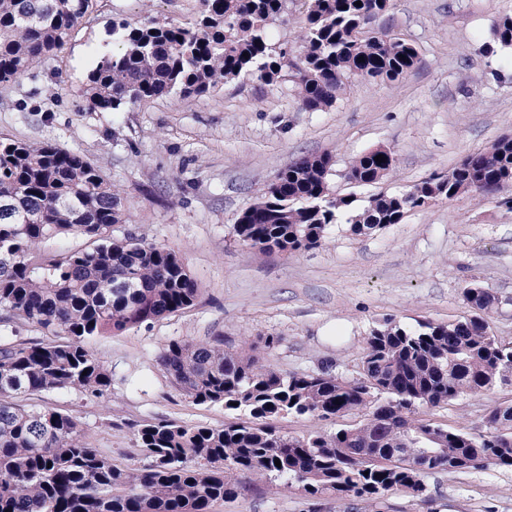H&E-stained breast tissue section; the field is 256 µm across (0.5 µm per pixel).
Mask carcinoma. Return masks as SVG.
<instances>
[{
    "instance_id": "1",
    "label": "carcinoma",
    "mask_w": 512,
    "mask_h": 512,
    "mask_svg": "<svg viewBox=\"0 0 512 512\" xmlns=\"http://www.w3.org/2000/svg\"><path fill=\"white\" fill-rule=\"evenodd\" d=\"M96 0H0V83L62 51ZM286 0H199L190 22H114L117 48L86 74L87 110L117 111L164 96H202L249 77L270 85L287 76L302 106L336 102L354 79L394 81L417 63L416 48L367 26L392 0H302L298 51L274 46L267 26ZM493 40L512 49V16L494 23ZM248 56H243V53ZM371 150L349 172L369 184L394 161ZM329 156L289 162L233 226L244 248L293 254L322 245L346 219L356 235L398 224L404 215L467 191L512 187V136L467 155L446 175L376 195L361 207L331 185ZM0 512H211L238 495L234 474L284 477L312 501L357 499L369 506L390 492L421 496L424 477L489 462L512 468V405L495 406L484 432L448 429L416 417L461 395L512 381V345L489 331L495 296L477 282L463 288L470 314L409 330L392 322L369 334L356 376L324 368L281 374L224 345V337L173 340L158 356L166 377L198 405L224 406L247 419L213 428L161 421L142 425L135 447L151 462L121 468L86 440L78 420L50 407L18 403L33 392L73 389L100 398L112 372L86 348L194 305L200 288L175 250L124 228L119 194L93 163L51 143L0 141ZM74 234L86 247L61 251ZM125 287L120 288L118 284ZM20 318L54 336L13 337ZM360 417L334 432L281 434L268 420L288 416ZM440 437L446 453L425 455L416 433ZM280 460L276 466L274 460Z\"/></svg>"
}]
</instances>
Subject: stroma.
Masks as SVG:
<instances>
[{
  "mask_svg": "<svg viewBox=\"0 0 512 512\" xmlns=\"http://www.w3.org/2000/svg\"><path fill=\"white\" fill-rule=\"evenodd\" d=\"M197 0H97L67 48L31 73L0 83V140L52 143L99 165L128 229L179 251L200 285L195 304L88 350L112 372L99 399L75 391L26 396L75 416L91 444L121 467L147 464L139 424L170 419L223 426L222 405L194 404L161 371L169 341L221 336L282 373L322 368L352 377L372 329L417 328L467 314L462 290L478 281L498 299L487 317L512 345V210L465 192L357 236L332 225L316 249L284 257L243 249L232 227L256 190L303 156L333 158L331 183L358 204L444 175L470 152L512 136V49L494 47L495 20L512 0H394L370 31L413 44L418 62L395 82L360 79L332 107L309 111L288 78L233 80L183 101L160 98L117 112L84 109L85 76L111 52L112 22L192 18ZM384 147L393 171L356 184L353 160ZM512 403V383L425 407L423 418L482 431L489 408ZM238 498L212 512H363L333 499L309 507L298 483L239 475ZM415 497L388 494L376 512H512V469L486 465L425 476Z\"/></svg>",
  "mask_w": 512,
  "mask_h": 512,
  "instance_id": "35a3bbf8",
  "label": "stroma"
}]
</instances>
